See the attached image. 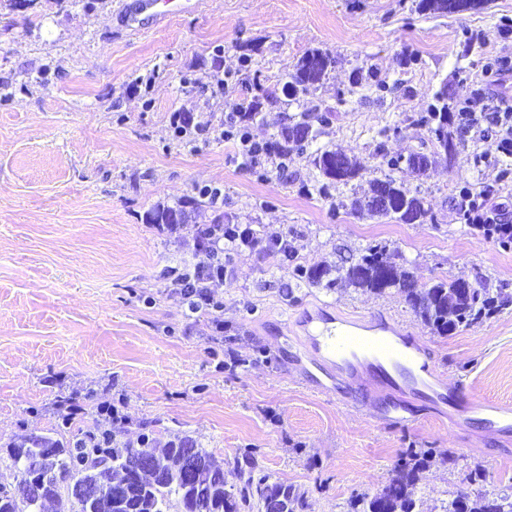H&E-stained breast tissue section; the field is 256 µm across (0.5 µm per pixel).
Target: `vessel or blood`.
<instances>
[{
	"label": "vessel or blood",
	"instance_id": "1",
	"mask_svg": "<svg viewBox=\"0 0 512 512\" xmlns=\"http://www.w3.org/2000/svg\"><path fill=\"white\" fill-rule=\"evenodd\" d=\"M301 325L308 336L304 372L314 391L349 398L356 396L361 380L370 377L392 390L417 391L433 406H468L470 412L481 413L488 430L512 428L511 404L465 402V383L459 379L442 382L414 337L388 322L362 329L355 322L320 311L305 314Z\"/></svg>",
	"mask_w": 512,
	"mask_h": 512
}]
</instances>
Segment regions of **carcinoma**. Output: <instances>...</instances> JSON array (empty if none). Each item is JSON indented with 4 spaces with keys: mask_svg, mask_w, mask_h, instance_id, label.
<instances>
[{
    "mask_svg": "<svg viewBox=\"0 0 512 512\" xmlns=\"http://www.w3.org/2000/svg\"><path fill=\"white\" fill-rule=\"evenodd\" d=\"M458 0H419L418 9L439 14L455 12ZM335 59L328 53H305L285 75L284 95L293 100L313 95L323 84ZM448 85L435 94L429 112L416 120L427 127L431 138L443 151L435 157L451 159L462 138L448 131L450 109ZM258 99H243L232 111L246 124L260 115ZM331 112L310 109L290 118L288 126L266 143L263 150L276 154L280 164L302 155L313 145L320 128L329 124ZM382 175L370 182L368 194L339 202L345 213L357 219H377L403 224H423L433 220L419 193L391 175L400 169L399 155H392L385 144L377 145ZM315 168L324 182L313 185L322 198L330 188L344 186L363 176L365 166L346 153L329 148L316 151ZM217 192L199 189L175 205L158 204L147 212V224H183L187 208L206 207L212 223H224V212L217 206ZM388 245L370 242L349 265L296 267V276L311 286L329 291L345 284L376 295L395 290L404 303L436 336L447 337L461 327L471 326L500 312L509 305L501 289L474 288L461 291L462 279L440 278L421 286L407 267L392 261ZM38 459L41 492H27L30 470L27 460ZM429 456L414 454L399 464L389 481L373 496L358 495L350 502V512H417V474ZM0 464L14 474V482L0 483V512H44L46 504L55 512H313L306 492L292 484L272 482L254 459H239L224 466L213 455L188 437H175L158 449L155 440L142 434L135 443L126 442L112 430L111 421L101 418L75 440L62 442L33 434L0 455ZM442 512H512V491H480L474 495L458 491L443 503Z\"/></svg>",
    "mask_w": 512,
    "mask_h": 512,
    "instance_id": "carcinoma-1",
    "label": "carcinoma"
}]
</instances>
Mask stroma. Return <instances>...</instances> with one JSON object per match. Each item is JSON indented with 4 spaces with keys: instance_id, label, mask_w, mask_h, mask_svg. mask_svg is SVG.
<instances>
[{
    "instance_id": "obj_1",
    "label": "stroma",
    "mask_w": 512,
    "mask_h": 512,
    "mask_svg": "<svg viewBox=\"0 0 512 512\" xmlns=\"http://www.w3.org/2000/svg\"><path fill=\"white\" fill-rule=\"evenodd\" d=\"M118 2L0 6V448L34 433L72 439L94 424L100 402L116 399L127 440L148 424L156 440L188 436L219 461L252 456L306 491L315 512H348L353 496L375 494L419 449L433 454L419 474V512H440L451 492L476 493L477 464L486 489L512 487V431L444 409L419 427L382 420L383 402L413 405L418 394L316 393L296 357L304 312L375 316L419 338L470 398L512 404V307L440 338L396 291H328L293 274L297 264L353 261L382 240L400 248L418 283L484 278L512 295V246L466 224L458 208L462 189L490 186L493 203L512 214V174L502 175L486 123L470 127L452 162L398 172L421 192L432 224L347 216L342 192L307 194L317 175L311 155L260 178L242 167L238 140L216 136L191 149L169 124L177 110L222 114L260 97L250 132L268 141L307 107L283 97V74L319 49L336 64L314 97L331 112L318 146L370 167L381 141L394 154H433L412 118L429 111L440 86L458 101L512 99V77L485 72L512 58V28L502 24L512 0L448 15L419 12L418 0H203L160 25L142 12L136 33ZM220 73L228 84L217 98ZM140 75L151 84H136ZM206 185L221 189L225 223L279 233L288 254L236 255L235 277L219 290L223 312L191 316L166 295L163 274L194 264V251L144 217ZM232 352L242 364L227 366ZM61 394L77 410L65 430L53 413ZM446 451L454 468L438 460Z\"/></svg>"
}]
</instances>
